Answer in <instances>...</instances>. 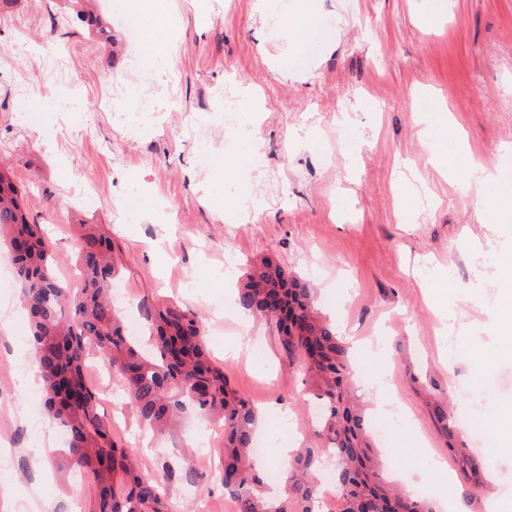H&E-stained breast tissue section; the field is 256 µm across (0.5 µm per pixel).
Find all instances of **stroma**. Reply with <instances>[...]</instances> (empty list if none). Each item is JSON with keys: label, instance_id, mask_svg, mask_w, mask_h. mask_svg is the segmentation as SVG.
Segmentation results:
<instances>
[{"label": "stroma", "instance_id": "stroma-1", "mask_svg": "<svg viewBox=\"0 0 512 512\" xmlns=\"http://www.w3.org/2000/svg\"><path fill=\"white\" fill-rule=\"evenodd\" d=\"M115 0H0V166L42 224L58 277L78 287L82 225L109 237L121 266L125 323L148 343L141 303L199 314L211 356L259 410L269 486L282 448L315 444L311 382L275 329L247 316L237 291L274 258L309 284L319 310L374 375L355 386L367 419L380 381L410 426L377 442L391 479L415 473L432 502L463 496L469 512H512V277L498 269L512 203L495 184L474 193L469 156L512 175V0H164L166 23L139 20L140 42L170 47L166 65L134 53ZM112 22L89 34L78 11ZM63 51L49 73L45 44ZM148 77L154 111L129 85ZM80 98L59 111L62 89ZM15 269L0 268V512H71L58 463L65 441L44 408ZM260 340L263 358L224 357ZM448 411L440 427L434 410ZM112 433L144 474L184 449L224 452L208 419L177 441H146L131 409ZM170 487L175 505L233 502L206 465Z\"/></svg>", "mask_w": 512, "mask_h": 512}]
</instances>
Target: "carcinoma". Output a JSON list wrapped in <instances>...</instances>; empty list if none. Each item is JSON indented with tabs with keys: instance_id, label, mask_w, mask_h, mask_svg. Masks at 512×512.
I'll list each match as a JSON object with an SVG mask.
<instances>
[{
	"instance_id": "1",
	"label": "carcinoma",
	"mask_w": 512,
	"mask_h": 512,
	"mask_svg": "<svg viewBox=\"0 0 512 512\" xmlns=\"http://www.w3.org/2000/svg\"><path fill=\"white\" fill-rule=\"evenodd\" d=\"M1 242L12 255L30 314L31 358L42 379L45 408L69 437L65 464L89 473L96 486L85 512H170L172 476L168 466L160 477L144 475L114 438L112 422L99 412L97 394L84 377L91 357L119 382L126 404L154 433L178 434L190 413L222 423L218 478L236 512H314L326 446L336 453L341 512H434L428 499L384 476L363 409L350 391L354 371L347 348L320 315L312 289L288 278L273 260L253 267L239 304L275 324L282 351L302 360L313 396L324 407L315 429L322 445L301 448L288 462V498L275 508L262 496L264 474L252 454L255 407L210 359L197 315L174 303L144 305L153 344L143 348L127 335L112 304V283L120 272L112 241L88 227L76 260L81 287H67L56 274L41 225L27 221L21 193L0 170Z\"/></svg>"
}]
</instances>
